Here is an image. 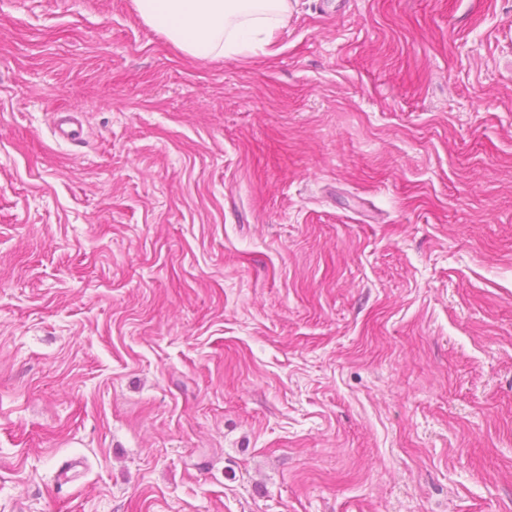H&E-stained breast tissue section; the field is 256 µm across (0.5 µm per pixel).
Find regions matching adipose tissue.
Masks as SVG:
<instances>
[{"label":"adipose tissue","mask_w":512,"mask_h":512,"mask_svg":"<svg viewBox=\"0 0 512 512\" xmlns=\"http://www.w3.org/2000/svg\"><path fill=\"white\" fill-rule=\"evenodd\" d=\"M141 19L197 59L247 55L271 46L288 0H134Z\"/></svg>","instance_id":"adipose-tissue-1"}]
</instances>
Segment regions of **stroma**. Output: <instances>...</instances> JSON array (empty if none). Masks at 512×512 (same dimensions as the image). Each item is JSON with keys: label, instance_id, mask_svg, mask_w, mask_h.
<instances>
[{"label": "stroma", "instance_id": "obj_1", "mask_svg": "<svg viewBox=\"0 0 512 512\" xmlns=\"http://www.w3.org/2000/svg\"><path fill=\"white\" fill-rule=\"evenodd\" d=\"M273 48L0 0V512H512V0ZM81 124L77 115L60 112L55 126V135L65 141H74L80 136Z\"/></svg>", "mask_w": 512, "mask_h": 512}]
</instances>
